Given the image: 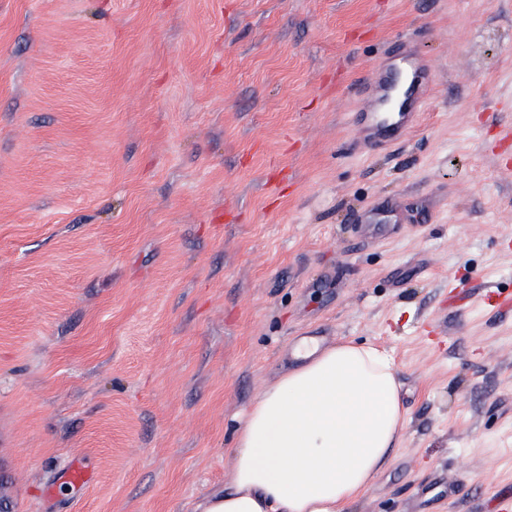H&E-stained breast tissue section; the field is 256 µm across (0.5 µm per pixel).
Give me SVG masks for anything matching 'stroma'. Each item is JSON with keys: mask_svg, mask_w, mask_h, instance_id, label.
Instances as JSON below:
<instances>
[{"mask_svg": "<svg viewBox=\"0 0 512 512\" xmlns=\"http://www.w3.org/2000/svg\"><path fill=\"white\" fill-rule=\"evenodd\" d=\"M408 53L426 103L372 143ZM506 235L512 0H0V495L194 512L295 347L353 340L407 419L346 512H496ZM402 63L406 73V87L398 112H378L379 106L389 100L395 91L392 67L373 69L366 79L374 92L370 112L366 113L364 123L368 136L374 138L402 137L412 128L416 109L425 101L424 71L420 60L412 55L404 57Z\"/></svg>", "mask_w": 512, "mask_h": 512, "instance_id": "stroma-1", "label": "stroma"}]
</instances>
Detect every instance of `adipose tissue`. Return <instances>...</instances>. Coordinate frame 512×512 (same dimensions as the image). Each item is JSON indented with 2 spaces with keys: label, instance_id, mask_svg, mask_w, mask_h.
I'll return each instance as SVG.
<instances>
[{
  "label": "adipose tissue",
  "instance_id": "obj_1",
  "mask_svg": "<svg viewBox=\"0 0 512 512\" xmlns=\"http://www.w3.org/2000/svg\"><path fill=\"white\" fill-rule=\"evenodd\" d=\"M406 411L383 351L351 341L306 349L252 402L229 485L196 512H343L398 450Z\"/></svg>",
  "mask_w": 512,
  "mask_h": 512
}]
</instances>
